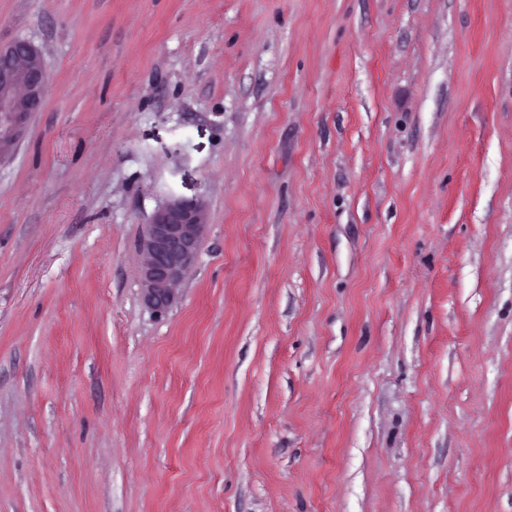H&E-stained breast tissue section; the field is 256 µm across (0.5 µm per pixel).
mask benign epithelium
<instances>
[{
    "label": "benign epithelium",
    "instance_id": "obj_1",
    "mask_svg": "<svg viewBox=\"0 0 512 512\" xmlns=\"http://www.w3.org/2000/svg\"><path fill=\"white\" fill-rule=\"evenodd\" d=\"M50 75L41 52L27 41L0 46V149L15 142L26 117L42 107ZM207 228V207L197 198H175L145 225L140 242L139 285L144 304L162 313L197 263Z\"/></svg>",
    "mask_w": 512,
    "mask_h": 512
}]
</instances>
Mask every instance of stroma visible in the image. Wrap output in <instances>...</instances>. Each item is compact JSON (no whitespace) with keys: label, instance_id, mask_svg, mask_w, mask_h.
Here are the masks:
<instances>
[{"label":"stroma","instance_id":"1","mask_svg":"<svg viewBox=\"0 0 512 512\" xmlns=\"http://www.w3.org/2000/svg\"><path fill=\"white\" fill-rule=\"evenodd\" d=\"M17 40L0 512H512V0H0ZM21 57L29 63L19 66ZM50 75L41 52L27 41L0 46V150L17 139L26 117L42 107ZM207 228V207L197 198H175L158 209L140 242L139 285L144 304L163 313L197 263Z\"/></svg>","mask_w":512,"mask_h":512}]
</instances>
